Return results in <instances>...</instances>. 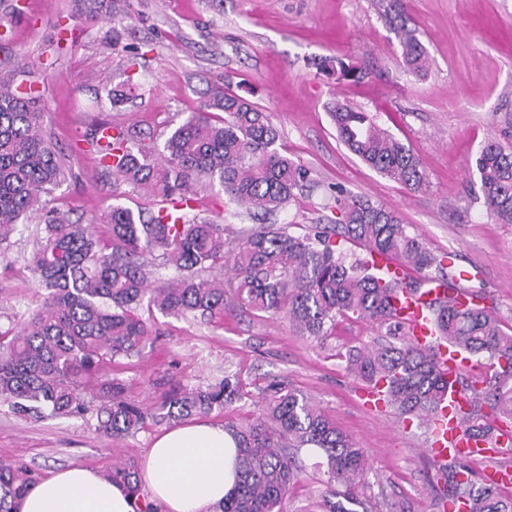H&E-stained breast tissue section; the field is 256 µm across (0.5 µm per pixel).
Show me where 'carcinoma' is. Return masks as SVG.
I'll list each match as a JSON object with an SVG mask.
<instances>
[{
    "instance_id": "1",
    "label": "carcinoma",
    "mask_w": 512,
    "mask_h": 512,
    "mask_svg": "<svg viewBox=\"0 0 512 512\" xmlns=\"http://www.w3.org/2000/svg\"><path fill=\"white\" fill-rule=\"evenodd\" d=\"M407 71L426 70L428 54L415 30L394 24ZM133 76L112 86V106L129 100ZM32 87L0 84V242L27 215L43 213V234L27 260L43 302L20 332H0V402L16 414L63 418L95 413V431L110 438L132 435L148 425L181 423L215 409L231 412L244 395L238 374L215 386L174 389L150 407L125 396L111 378L88 388L101 366L140 355L147 323L142 304L166 315L213 317L224 310L284 313L302 337L321 343L339 316L352 314L385 329L371 344L347 351L348 369L370 387L380 386L385 404L403 419L427 421L448 391L432 351L412 344L396 314L403 293L416 294L433 281L452 282L454 272L397 213L336 190L338 221L294 236L276 224H261L233 240L224 227L190 215L194 189L202 180L218 184L224 204L254 217L270 216L309 187V170L281 152L279 132L255 103L218 86L208 102L166 135L163 145L135 124L112 126L107 145L94 129L89 145L118 183L159 208L133 211L116 205L107 215L108 236L91 224L70 221L47 208L46 196L73 176L72 156L56 149L43 131ZM222 116H216V112ZM341 143L365 165L419 190L427 174L419 158L381 128L373 115L338 104L329 112ZM484 205L501 224H512V149L491 139L475 158ZM359 243L366 253L388 254L419 273L390 278L370 267L368 256L352 261L337 240ZM157 256L159 286L148 284L145 259ZM436 268V274L428 270ZM481 296L436 300L431 321L449 345L477 359L485 372L459 376L469 396L466 433L485 437L512 425V335L502 332ZM238 443L236 483L220 512H280L303 468L298 451H319L330 490L322 512H377L359 492L367 470L364 450L335 421L299 391L283 384L263 390L259 416L246 425L224 424ZM442 501L467 502L469 512H512V499L493 485H477L471 467L444 469ZM106 477L138 497L137 512H155L140 498L138 470L116 463ZM38 480L18 463L0 461V512Z\"/></svg>"
}]
</instances>
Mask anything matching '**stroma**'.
Listing matches in <instances>:
<instances>
[{
	"mask_svg": "<svg viewBox=\"0 0 512 512\" xmlns=\"http://www.w3.org/2000/svg\"><path fill=\"white\" fill-rule=\"evenodd\" d=\"M396 14L429 53L425 77L400 66L390 23ZM133 52L132 97L116 108L105 86L120 81ZM336 58L361 68L364 78L339 80L318 69ZM0 83L33 86L47 136L74 159V175L55 190L51 207L82 222L96 218L102 232L112 206L147 201L113 182L87 150L89 133L103 123H134L159 135L198 109L212 87L229 84L267 112L284 154L314 180L278 211L276 223L302 236L336 218V190L368 197L394 210L444 265L474 272L466 289L484 296L512 335V224L487 212L474 169L486 141L512 143V0H112L108 12L90 11L85 0H22L0 28ZM337 101L370 112L410 146L429 177L427 190H406L351 154L328 115ZM193 213L232 237L254 226L205 182L195 188ZM31 250L25 233L0 243L1 328H20L39 301L26 263ZM139 314L149 327L141 354L103 369L123 380L131 401L147 406L171 387H205L230 371L246 394L232 413L215 410L209 418L244 424L257 416L268 384L290 385L363 448L362 492L379 512H438L440 474L424 452L426 426H404L389 408L370 412L363 382L346 367L349 348L380 336L372 322L338 319L318 345L283 316L236 310L201 319L144 307ZM95 426L89 415L43 420L0 404V460L42 475L71 464L104 472L117 462L141 463L157 432L149 426L108 439ZM300 457L305 468L282 512H320L326 478L315 467L319 454L305 448Z\"/></svg>",
	"mask_w": 512,
	"mask_h": 512,
	"instance_id": "35a3bbf8",
	"label": "stroma"
}]
</instances>
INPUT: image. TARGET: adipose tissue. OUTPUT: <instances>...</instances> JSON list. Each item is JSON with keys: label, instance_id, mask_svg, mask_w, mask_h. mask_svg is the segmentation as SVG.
I'll return each mask as SVG.
<instances>
[{"label": "adipose tissue", "instance_id": "ef3b65f1", "mask_svg": "<svg viewBox=\"0 0 512 512\" xmlns=\"http://www.w3.org/2000/svg\"><path fill=\"white\" fill-rule=\"evenodd\" d=\"M236 443L223 426L194 418L156 434L140 482L157 512H217L234 485ZM16 512H137L135 497L79 464L41 477Z\"/></svg>", "mask_w": 512, "mask_h": 512}]
</instances>
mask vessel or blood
Wrapping results in <instances>:
<instances>
[{
  "instance_id": "obj_1",
  "label": "vessel or blood",
  "mask_w": 512,
  "mask_h": 512,
  "mask_svg": "<svg viewBox=\"0 0 512 512\" xmlns=\"http://www.w3.org/2000/svg\"><path fill=\"white\" fill-rule=\"evenodd\" d=\"M447 286L440 285L423 295H409L399 302V315L413 343L435 350V360L440 375L448 381L463 373L467 363L447 343L440 341L424 315L427 302L436 297L448 296ZM468 397L459 390H452L448 399L442 400L430 420V454L436 464L449 462H474L499 453L512 439L507 435L492 434L486 439L474 441L465 438V414Z\"/></svg>"
}]
</instances>
